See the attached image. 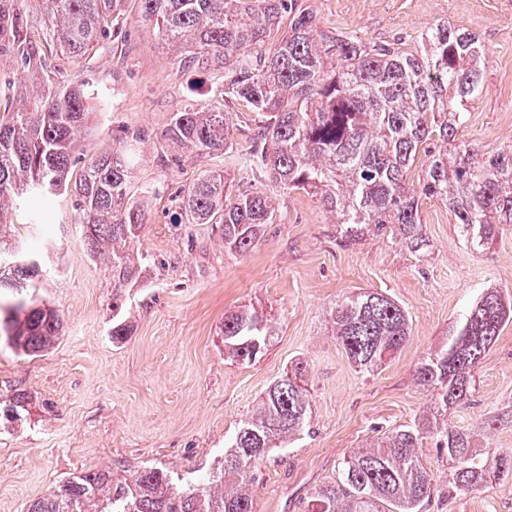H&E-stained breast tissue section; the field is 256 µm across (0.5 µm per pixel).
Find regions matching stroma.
<instances>
[{
    "mask_svg": "<svg viewBox=\"0 0 512 512\" xmlns=\"http://www.w3.org/2000/svg\"><path fill=\"white\" fill-rule=\"evenodd\" d=\"M321 30L367 44L417 48L422 34L447 22L475 33L490 64L483 91L470 106L460 141L479 152L512 147V0H308ZM22 19L36 58L22 64L0 42V110L33 111L48 93L74 84L94 92L83 157L111 151L125 134H139L137 163L125 201L141 208L145 229L131 241L132 257L150 268L125 288L134 331L113 344L112 272L90 258L73 234L80 216L72 193L55 196L44 226L26 196L10 202L11 241L35 248L43 270L24 291L28 304L50 307L62 334L35 357L0 346V402L16 391L38 401L18 425L0 432V512H24L59 480L122 461L162 463L200 475L224 454L225 441L251 414L264 390L296 363L305 366L311 429L291 447L260 463L256 512H306L315 489L332 484L342 459L390 429L426 416L432 395L413 373L448 328L489 288L512 301V224L492 244L466 243L437 199L420 211L427 246L416 253L387 234L344 243L320 202L302 190H271L243 165L261 116L224 94V73L204 68L159 42L126 0L127 39H103L83 59L57 52L37 0ZM231 113V146L206 154L172 146L163 133L189 107ZM218 170L234 193H271L276 208L260 243L246 255L225 251L208 224L178 223V200L201 174ZM387 293L409 314L411 335L380 370L367 373L347 358L325 321L342 296ZM267 310L276 335L255 361L224 358L226 311ZM468 405L449 408L445 424L477 434L478 447L512 451V426L481 424L512 406V323L478 365ZM421 512H512V477L447 499L433 494Z\"/></svg>",
    "mask_w": 512,
    "mask_h": 512,
    "instance_id": "35a3bbf8",
    "label": "stroma"
}]
</instances>
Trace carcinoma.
<instances>
[{"mask_svg":"<svg viewBox=\"0 0 512 512\" xmlns=\"http://www.w3.org/2000/svg\"><path fill=\"white\" fill-rule=\"evenodd\" d=\"M22 0H0V36L28 53ZM55 43L80 59L111 36L123 0H38ZM307 0H141L142 18L167 45L187 50L206 66L224 70V95L265 117L247 168L283 189L318 198L353 242L390 229L414 251L425 245L420 201L439 199L470 245L482 248L499 226L512 224V148L474 159L465 145L448 154L469 118L468 104L482 91L487 54L478 37L446 23L429 29L420 48L364 44L318 29ZM288 18L287 33L266 38ZM91 96L81 85L44 98L35 112L0 116V206L17 185L47 204L59 191L79 197L83 219L75 227L86 251L112 259V343L133 330L123 288L142 273L124 252L144 229L141 211L124 203L137 157L131 137L107 155L90 159L74 179L71 168L88 129ZM165 139L203 153L229 148V119L222 112L187 108L170 121ZM426 157L418 186L407 182ZM226 177L215 172L193 183L180 199V216L195 224H220L224 249L245 255L274 223L271 197L239 194L227 201ZM39 276L37 266L0 263V289L17 294ZM332 335L348 359L372 372L409 341V315L378 291L343 297L326 311ZM512 320V305L490 288L430 351L413 374L434 392L440 413L465 403L474 370ZM63 323L51 308H29L23 299L0 303V343L37 356L58 340ZM224 356L249 364L275 336L267 312L247 307L224 314ZM297 366L264 391L249 417L225 444L224 459L196 478L159 463L134 470L130 482H112V467L81 471L27 505L26 512H255L251 487L257 464L310 431L311 407ZM31 398L11 395L0 407L8 429L28 411ZM424 437L446 456L448 496L485 488L512 475V454L474 446L473 434L428 418L394 428L345 457L336 482L315 491L311 512H420L435 491L416 452Z\"/></svg>","mask_w":512,"mask_h":512,"instance_id":"cac0c4a2","label":"carcinoma"}]
</instances>
